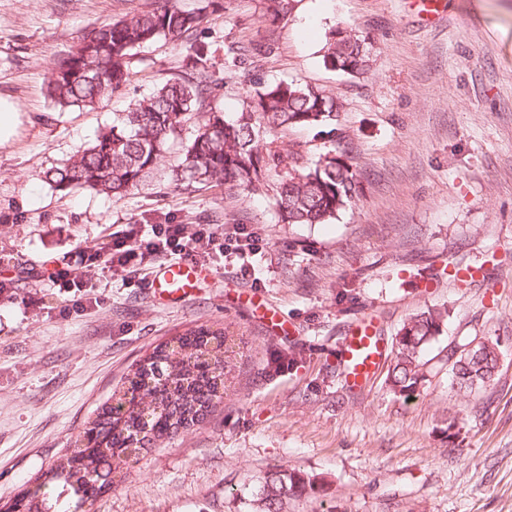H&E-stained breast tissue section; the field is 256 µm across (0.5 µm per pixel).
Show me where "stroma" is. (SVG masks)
<instances>
[{
  "label": "stroma",
  "instance_id": "obj_1",
  "mask_svg": "<svg viewBox=\"0 0 512 512\" xmlns=\"http://www.w3.org/2000/svg\"><path fill=\"white\" fill-rule=\"evenodd\" d=\"M154 0H0V100L16 113L0 142V505L61 464L74 437L154 346L187 330L223 329L230 353L224 400L200 425L113 464L94 512H248L265 474L288 467L325 490L292 498L288 512H512V0H446L432 23L410 0H293L273 26L265 0H227L197 37L210 51L226 118L246 106L229 43L267 42L255 81L311 84L336 99L335 133L271 130L277 154L309 159L340 138L360 194L326 224H282V178L259 192L222 184L176 188L181 145L124 197L59 190L50 168L111 125L129 99L179 73L184 55L158 42L142 49L124 94L94 107L55 106L45 76L84 28ZM368 38L361 75L325 68L337 28ZM243 224L261 250L260 287L233 265L158 308L122 276L86 272L100 304L64 317L43 264L92 247L130 225ZM480 266L488 281L463 284L447 264ZM350 297H343L344 286ZM447 312L425 352L420 393L404 400L377 371L346 389L336 350L350 324L373 313L386 341L426 308ZM497 345L490 386L457 389L444 357L476 338ZM305 343L310 356L283 375L261 369L272 344Z\"/></svg>",
  "mask_w": 512,
  "mask_h": 512
}]
</instances>
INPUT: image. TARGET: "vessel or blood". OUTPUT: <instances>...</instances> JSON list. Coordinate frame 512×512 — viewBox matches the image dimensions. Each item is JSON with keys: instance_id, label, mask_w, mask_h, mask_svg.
Returning a JSON list of instances; mask_svg holds the SVG:
<instances>
[{"instance_id": "1", "label": "vessel or blood", "mask_w": 512, "mask_h": 512, "mask_svg": "<svg viewBox=\"0 0 512 512\" xmlns=\"http://www.w3.org/2000/svg\"><path fill=\"white\" fill-rule=\"evenodd\" d=\"M210 276L208 268L192 262L162 266L151 279L153 299L159 306H173L208 281ZM383 355L376 318L371 314L365 315L350 328L339 347V360L346 370L348 387L357 391L366 385L379 369Z\"/></svg>"}]
</instances>
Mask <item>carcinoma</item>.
Segmentation results:
<instances>
[{
    "label": "carcinoma",
    "instance_id": "carcinoma-1",
    "mask_svg": "<svg viewBox=\"0 0 512 512\" xmlns=\"http://www.w3.org/2000/svg\"><path fill=\"white\" fill-rule=\"evenodd\" d=\"M290 0H268L262 21L271 25L288 12ZM206 15L186 9L179 0H156L152 9L83 30L76 45L47 74V91L60 106L91 107L121 92L130 82L132 60L140 48L164 40L186 52L185 69L164 77L147 96L133 98L118 123L98 133L93 143L61 166L47 172L60 190L81 188L121 197L135 187L181 140L184 126L194 134L183 147L176 173L180 187L207 186L215 179L228 190L255 192L266 177L287 162L275 208L282 224H325L336 218L358 194L356 174L343 161L341 144L310 161L299 148L287 159L268 150L260 137L263 125L274 128L316 126L337 121L336 100L306 84L280 82L246 91L249 104L236 119L227 120L213 96L217 81L208 49L196 34ZM270 51V45L250 43L237 48L233 62L249 66ZM365 40L333 38L323 61L360 73L367 66ZM446 312L429 308L407 319L399 329L385 379L393 394L409 398L424 380L426 348L438 335ZM228 337L207 326L189 330L156 346L125 377L123 391L112 395L76 437L67 465L50 468L38 487L53 483L93 506L112 486V461L162 442L202 421L224 399V348ZM265 376L274 378L302 362V344L275 347ZM497 344L481 356L459 355L451 362L457 387H484L496 376ZM310 476L296 470L268 473L249 500V512H288V498L313 488ZM4 512H51L53 503L39 491L25 492L3 505Z\"/></svg>",
    "mask_w": 512,
    "mask_h": 512
}]
</instances>
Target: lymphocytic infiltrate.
Masks as SVG:
<instances>
[{
  "mask_svg": "<svg viewBox=\"0 0 512 512\" xmlns=\"http://www.w3.org/2000/svg\"><path fill=\"white\" fill-rule=\"evenodd\" d=\"M260 242L257 232L238 226L224 231L212 224H198L190 229L170 220L161 224H135L123 237L103 242L95 249L80 248L72 252L66 266L52 272L49 280L65 294V311L72 315L85 307L87 284L80 277V270L118 271L126 283L144 288L148 285L147 270L162 258L183 255L208 263L236 259L239 274L246 279L254 274L249 258L256 254Z\"/></svg>",
  "mask_w": 512,
  "mask_h": 512,
  "instance_id": "1",
  "label": "lymphocytic infiltrate"
}]
</instances>
